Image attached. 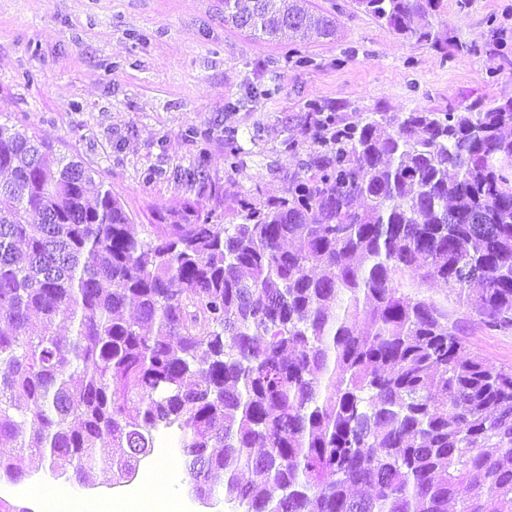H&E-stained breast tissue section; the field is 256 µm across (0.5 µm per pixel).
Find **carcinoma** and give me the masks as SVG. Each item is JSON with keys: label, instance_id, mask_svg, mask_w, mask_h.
Segmentation results:
<instances>
[{"label": "carcinoma", "instance_id": "cac0c4a2", "mask_svg": "<svg viewBox=\"0 0 512 512\" xmlns=\"http://www.w3.org/2000/svg\"><path fill=\"white\" fill-rule=\"evenodd\" d=\"M355 2L458 47L415 23L444 0ZM224 22L337 31L310 0H224ZM308 109L285 196L144 236L92 169L0 124V440L20 448L0 474L119 483L174 428L189 493L242 512H512V367L403 291L441 283L512 329V97L361 124Z\"/></svg>", "mask_w": 512, "mask_h": 512}]
</instances>
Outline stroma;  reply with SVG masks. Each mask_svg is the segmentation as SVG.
Returning a JSON list of instances; mask_svg holds the SVG:
<instances>
[{"mask_svg":"<svg viewBox=\"0 0 512 512\" xmlns=\"http://www.w3.org/2000/svg\"><path fill=\"white\" fill-rule=\"evenodd\" d=\"M312 4L337 33L298 44L302 66L293 40L226 25L224 0H0V122L82 160L135 224H188L201 211L227 225L241 200L285 195L301 175L308 103L359 122L512 97V65L486 53L502 30L512 58V0H447L432 19L460 44L446 55L399 39L352 0ZM192 128L210 137L201 175L186 179L199 151ZM415 294L447 303L488 364L512 365V329L478 325L443 288Z\"/></svg>","mask_w":512,"mask_h":512,"instance_id":"1","label":"stroma"}]
</instances>
